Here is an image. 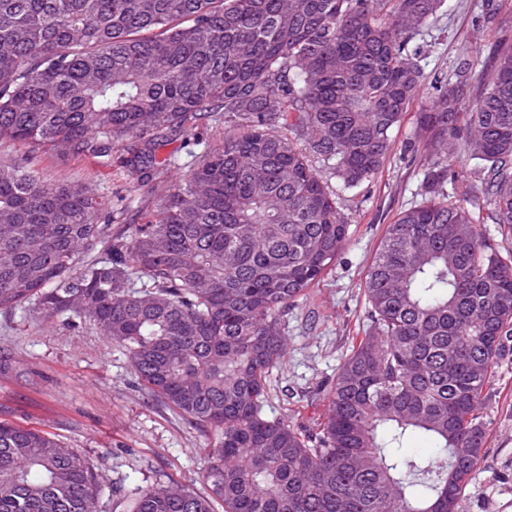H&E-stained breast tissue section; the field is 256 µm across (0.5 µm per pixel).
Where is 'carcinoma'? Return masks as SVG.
<instances>
[{
  "mask_svg": "<svg viewBox=\"0 0 512 512\" xmlns=\"http://www.w3.org/2000/svg\"><path fill=\"white\" fill-rule=\"evenodd\" d=\"M445 2L0 0V142L115 150L154 205L114 231L112 199L0 167V313L97 325L213 434L211 495L137 485L129 512H459L512 336V253L483 233H512V46L489 77L461 64L475 97L441 86L417 113L423 200L384 229L324 413L264 412L288 310L351 237L324 174L355 190L381 170ZM172 140L193 158L174 186L157 180ZM457 144L492 208L448 169ZM105 489L91 459L0 421V512H96Z\"/></svg>",
  "mask_w": 512,
  "mask_h": 512,
  "instance_id": "cac0c4a2",
  "label": "carcinoma"
}]
</instances>
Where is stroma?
Returning a JSON list of instances; mask_svg holds the SVG:
<instances>
[{"instance_id":"stroma-1","label":"stroma","mask_w":512,"mask_h":512,"mask_svg":"<svg viewBox=\"0 0 512 512\" xmlns=\"http://www.w3.org/2000/svg\"><path fill=\"white\" fill-rule=\"evenodd\" d=\"M486 2L447 0L425 26L427 75L455 85L460 61L473 73L488 71L495 47L512 42V0H501L493 23L474 37ZM416 136L410 111L370 183L351 192L331 181L351 218V240L313 301L288 313V349L272 376L268 417L307 425L324 412L314 391L335 378L352 332L367 322L363 271L385 225L423 199L421 163L404 151ZM20 162L43 181L86 182L103 195L124 196L134 208L146 193L118 163L0 144V164ZM486 413L487 443L460 512H512V353L500 363ZM0 421L51 433L90 457L117 490L101 500V512H126L121 493L137 484L175 480L198 494L209 492L202 474L210 437L144 393L125 351L92 324L71 327L60 318L0 314Z\"/></svg>"}]
</instances>
